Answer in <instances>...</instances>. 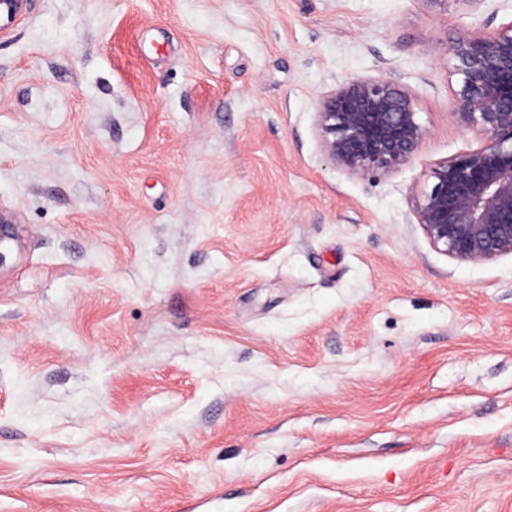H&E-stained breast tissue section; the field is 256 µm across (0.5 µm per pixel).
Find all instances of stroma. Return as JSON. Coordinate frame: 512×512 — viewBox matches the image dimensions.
Masks as SVG:
<instances>
[{"mask_svg": "<svg viewBox=\"0 0 512 512\" xmlns=\"http://www.w3.org/2000/svg\"><path fill=\"white\" fill-rule=\"evenodd\" d=\"M512 0H31L0 33V512H512V258L412 200ZM406 90L386 177L318 99ZM315 114L324 153L352 175L394 173L427 135L412 96L381 78L342 82L319 98ZM20 245L19 224H15L11 216L0 210V272L8 269L13 255Z\"/></svg>", "mask_w": 512, "mask_h": 512, "instance_id": "1", "label": "stroma"}]
</instances>
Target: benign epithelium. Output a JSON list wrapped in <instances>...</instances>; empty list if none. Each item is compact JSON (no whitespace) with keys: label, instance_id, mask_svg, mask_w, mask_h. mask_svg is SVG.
<instances>
[{"label":"benign epithelium","instance_id":"7a95c632","mask_svg":"<svg viewBox=\"0 0 512 512\" xmlns=\"http://www.w3.org/2000/svg\"><path fill=\"white\" fill-rule=\"evenodd\" d=\"M29 0H0V33ZM457 88L453 112L484 145L438 162L413 198L429 245L458 263L512 257V21L446 47ZM316 127L324 153L352 175H390L420 149L427 131L412 96L381 78L354 77L322 95ZM21 245L20 226L0 211V272Z\"/></svg>","mask_w":512,"mask_h":512}]
</instances>
